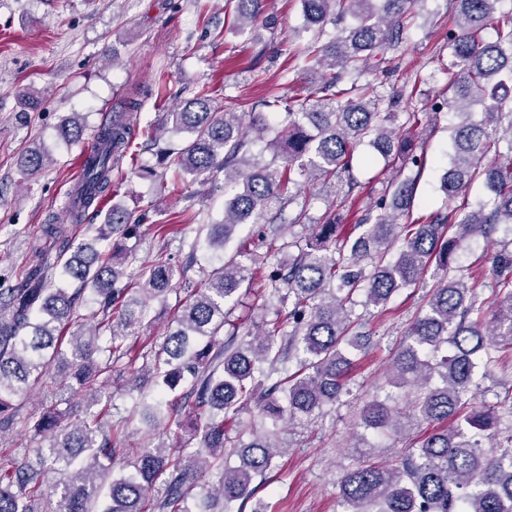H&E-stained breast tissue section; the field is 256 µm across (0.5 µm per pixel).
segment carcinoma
Masks as SVG:
<instances>
[{"mask_svg":"<svg viewBox=\"0 0 512 512\" xmlns=\"http://www.w3.org/2000/svg\"><path fill=\"white\" fill-rule=\"evenodd\" d=\"M265 0H227L233 27L242 32L264 13ZM408 0H301L307 29L315 46L309 63L338 69L331 80L288 99L275 96L263 106L283 108L280 127L272 129L259 114L244 123L203 92L167 113L165 129L186 134L182 147L163 154L167 167L204 175L224 173V215L205 224L206 246L226 251L245 224L266 212L270 223L293 228L310 224L308 183L326 185L350 173L357 147L366 142L380 155L405 158L421 169L423 155L399 139L396 122L403 91L383 95L362 77L379 69L376 56L407 51L403 16ZM502 0H451L456 20L448 29V98L431 110L448 108L458 122L450 134L448 168L440 189L453 201L476 180L485 195L466 211L440 210L419 224H401L410 216L415 180L393 181L361 210L353 224L340 210L349 194L327 208L315 232L283 238L279 251L288 262L264 274L243 259L238 246L224 263L207 273L199 288H177L183 271L169 254L158 250L139 271V283L118 286L123 274L112 262V250L78 243L56 224L44 233L55 255L25 273L15 284H0V438L17 428L39 439L36 448L16 459L14 448H0V512H244L254 480L277 467L283 448L277 437L239 416L254 411L272 425L293 419L310 421L323 407L335 404L355 366L344 346L354 321V296L365 306L386 310L402 288L420 284L429 265L441 267L448 279L432 288L426 305L392 356L388 384L407 388L413 396L406 412L392 396L373 399L361 415L366 428L398 433L402 421L427 425L430 431L386 465L360 462L340 479L341 512H512V428L502 435V410L512 418V394L499 405L477 404L471 392L478 369L485 371L499 353H512V240L494 256V310L485 318V302L477 289L457 275L456 256L467 240L487 241L502 231L512 235V155H500V141L512 152V16L495 17ZM356 23L333 40L320 44L325 26L346 16ZM497 23V37L481 33ZM132 100L97 130L92 152L83 161L79 203L72 222L86 214L102 216L96 239L128 238L140 219L114 200L112 170L119 167L136 137ZM481 109L483 119L472 114ZM65 142L82 135L80 115L60 126ZM267 140L284 166L260 165L251 154V139ZM50 162L39 149L28 152L23 167L34 175ZM299 203L291 217L285 208ZM260 288L242 284L256 279ZM258 310L273 318L239 338L231 315L246 292ZM176 294L175 314L159 349L144 353L143 371L151 377L157 398L112 421L114 375L124 372L126 342L138 336L149 303L168 306ZM83 309L89 319L74 327ZM68 375L49 371L58 360ZM295 361V371L285 367ZM60 395L80 396L85 412L73 417L56 407L38 418L14 404L37 386ZM141 416L155 430L158 443L133 451L121 447L124 429ZM175 438L188 434L179 447ZM197 446H191L192 440ZM134 472L123 470L128 454ZM230 455L238 464H227ZM60 475L56 500L44 490V474ZM213 473L215 484L195 494L200 479Z\"/></svg>","mask_w":512,"mask_h":512,"instance_id":"obj_1","label":"carcinoma"}]
</instances>
